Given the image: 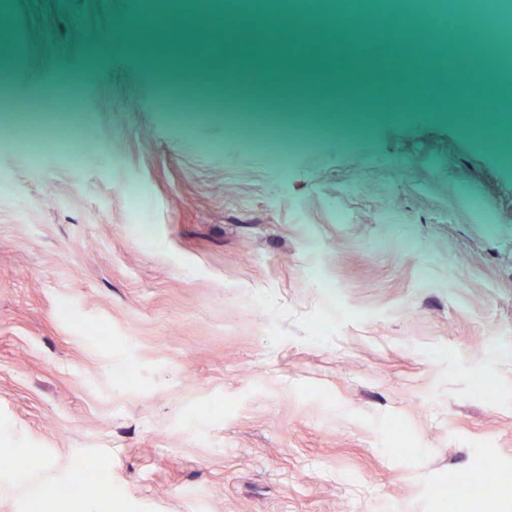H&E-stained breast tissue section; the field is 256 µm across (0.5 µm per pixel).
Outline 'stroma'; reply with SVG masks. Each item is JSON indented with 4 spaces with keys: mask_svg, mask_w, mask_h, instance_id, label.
<instances>
[{
    "mask_svg": "<svg viewBox=\"0 0 512 512\" xmlns=\"http://www.w3.org/2000/svg\"><path fill=\"white\" fill-rule=\"evenodd\" d=\"M6 2L13 108L72 94L85 122L77 159L40 124V153L0 148V512H505L469 491L512 487V159L473 129L481 87L280 170L162 89L227 113L269 78L392 95L365 50L316 71L256 25L229 89L144 35L71 92L55 71L137 0Z\"/></svg>",
    "mask_w": 512,
    "mask_h": 512,
    "instance_id": "35a3bbf8",
    "label": "stroma"
}]
</instances>
